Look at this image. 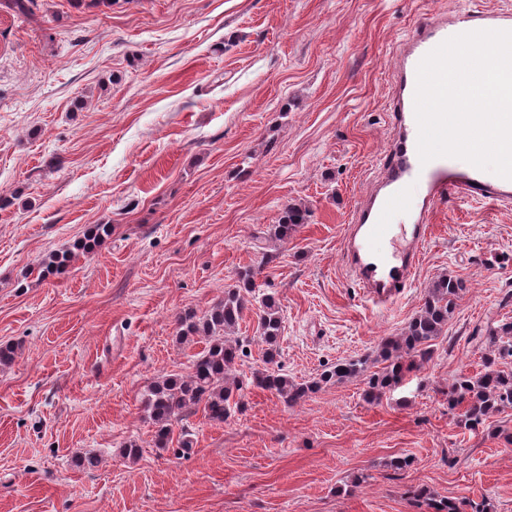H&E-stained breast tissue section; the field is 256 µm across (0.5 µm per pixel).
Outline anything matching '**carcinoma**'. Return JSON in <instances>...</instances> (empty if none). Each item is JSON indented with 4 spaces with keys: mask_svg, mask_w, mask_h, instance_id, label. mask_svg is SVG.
I'll return each mask as SVG.
<instances>
[{
    "mask_svg": "<svg viewBox=\"0 0 512 512\" xmlns=\"http://www.w3.org/2000/svg\"><path fill=\"white\" fill-rule=\"evenodd\" d=\"M309 219L308 207L288 204L282 209L277 223L270 227L269 234L275 241L286 243ZM109 233L110 225H93L81 243L82 250L93 251ZM69 259L67 252L52 253L43 262V272L60 271ZM265 266L262 261L256 267L238 270L234 283L224 290V300L209 311L201 315L188 312L178 317V340L187 342L198 337L205 341V346L192 356L187 373L154 381L144 396L145 412L156 428V447H168L174 423L190 414L201 411L208 420L223 423L238 408L234 392L242 389L243 382L229 381L228 373L245 350L243 344L231 338L230 334L255 300L258 301L257 331L266 344L265 363L270 365L255 376L257 387L292 405L318 391L324 384L353 378L364 371L367 360H350L324 368L319 377L310 382L295 383L272 368L278 356L282 316L274 296H256L257 279ZM465 289V281L459 277H444L436 281L425 295L421 310L400 335L381 341L377 357L386 366L369 378L366 396L370 401L381 400L387 391L403 381L416 363L429 359L431 342L448 324V316ZM483 343L482 370L475 375H458L445 392L448 413L457 416L458 421L470 430L483 425L494 413L512 408V370L503 369V365L512 360V322L489 329L483 336ZM407 494L420 510L466 512L469 508L471 512H489L484 502L438 499L423 488H411Z\"/></svg>",
    "mask_w": 512,
    "mask_h": 512,
    "instance_id": "carcinoma-1",
    "label": "carcinoma"
}]
</instances>
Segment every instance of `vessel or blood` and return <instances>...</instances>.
I'll return each mask as SVG.
<instances>
[{
	"instance_id": "obj_1",
	"label": "vessel or blood",
	"mask_w": 512,
	"mask_h": 512,
	"mask_svg": "<svg viewBox=\"0 0 512 512\" xmlns=\"http://www.w3.org/2000/svg\"><path fill=\"white\" fill-rule=\"evenodd\" d=\"M477 30H512V13L474 12L460 7L421 18L397 45L399 63L391 79L395 126L391 161L358 201L342 251L359 288L386 305L408 287L430 234L431 216L448 199L512 202V179L487 178L470 163L450 157L421 163L414 97L417 67L446 39Z\"/></svg>"
}]
</instances>
